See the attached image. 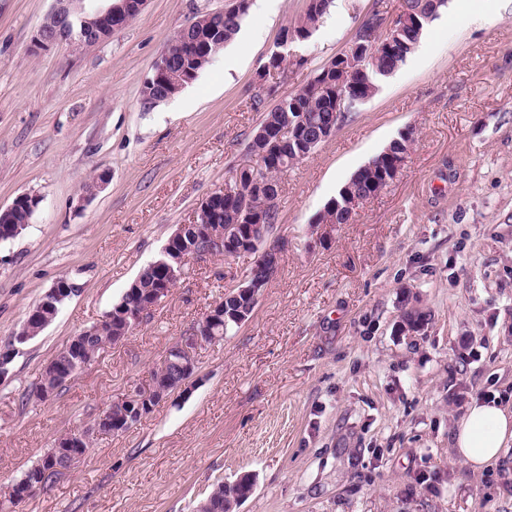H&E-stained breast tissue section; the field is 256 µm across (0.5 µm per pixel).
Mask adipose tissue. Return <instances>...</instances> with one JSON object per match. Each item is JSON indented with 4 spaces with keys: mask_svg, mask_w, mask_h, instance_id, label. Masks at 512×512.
<instances>
[{
    "mask_svg": "<svg viewBox=\"0 0 512 512\" xmlns=\"http://www.w3.org/2000/svg\"><path fill=\"white\" fill-rule=\"evenodd\" d=\"M512 443V409L495 401H475L456 424L454 449L473 470L498 462Z\"/></svg>",
    "mask_w": 512,
    "mask_h": 512,
    "instance_id": "ef3b65f1",
    "label": "adipose tissue"
}]
</instances>
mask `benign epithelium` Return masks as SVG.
<instances>
[{
	"label": "benign epithelium",
	"instance_id": "7a95c632",
	"mask_svg": "<svg viewBox=\"0 0 512 512\" xmlns=\"http://www.w3.org/2000/svg\"><path fill=\"white\" fill-rule=\"evenodd\" d=\"M88 0H53V5L47 13V17L57 21L56 27L50 28L46 23H41L36 35V42L42 47H49L59 42H68L78 48L98 44L112 36V33L125 26L132 8L142 9L146 0H109L105 8H90L86 5ZM180 36H175L156 61L150 77L145 79L143 88L154 90L165 80L180 53L175 51L179 46ZM345 60L344 76L362 66L367 60V52L362 46L355 44L346 49L340 55ZM240 185L230 180H225L224 186L205 198L196 208L193 222L180 224L168 238L162 251V258L158 262L164 275L161 287L154 288L148 294L142 296L139 290L131 288L128 293L131 303L108 312L92 327L82 331V335L88 336L109 328L115 322H122L123 333L113 336V343H120L131 334L141 323L144 315L158 306L168 295L171 289L180 280L187 261L195 256V246L204 241L210 246V253L218 255H230L243 251V248L251 246L256 250L258 264L264 266L268 277H273L278 266L279 249L274 245L261 248L265 239V231L261 224H249L242 231L231 233L224 231L223 227H214L212 221L218 210L212 208L213 202L227 195L239 192ZM266 283L249 277L248 280L237 288V294L243 296L245 301L238 309L239 323H244L251 314L250 305L257 301L262 288ZM77 289L63 279L58 280L46 293L43 299L28 313L32 320L41 318L44 307L52 305L59 307L66 299L70 298ZM224 320L223 302L218 301L206 311L202 319L193 326L189 336L171 346L165 359L176 358L185 368L188 376H193L196 368V352L198 349L213 343L217 337L213 336L214 325ZM32 340L29 336V324H24L15 338L6 346L0 347V379L8 373L7 361L17 351V346ZM73 355L68 360L59 362L52 359L47 367L51 369L54 377L67 376L73 371H79L88 366V361L82 357L80 340L76 337L70 342ZM161 393L159 383L155 380L140 387L134 386L126 396L120 400V404L131 409L126 418V428L137 424L145 415V411L152 408L151 401ZM87 449L82 445V436L76 435L74 439L57 445V456L72 462L82 458ZM43 488V483L35 480L22 479L11 487L10 500L13 506H18L35 495Z\"/></svg>",
	"mask_w": 512,
	"mask_h": 512
}]
</instances>
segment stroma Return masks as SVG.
Instances as JSON below:
<instances>
[{
  "mask_svg": "<svg viewBox=\"0 0 512 512\" xmlns=\"http://www.w3.org/2000/svg\"><path fill=\"white\" fill-rule=\"evenodd\" d=\"M333 0L312 36L264 66L307 0H252L249 52L226 44L170 99L143 107L171 39L227 0H147L109 39L47 49L52 0H0V207L39 204L0 243V345L62 278L77 291L0 379V502L23 472L147 384L167 350L249 274L255 257L190 260L140 326L50 401L44 366L157 260L236 167L281 98L344 50L373 8ZM264 103L254 108V96ZM399 175L334 233L314 217L406 131ZM107 186L87 205L91 174ZM267 237L279 267L247 322L199 349L172 393L87 454L20 512H197L211 488L255 475L239 512H512V449L473 472L453 426L473 401L512 408V0H449L377 93L281 175ZM424 313L405 330L408 311Z\"/></svg>",
  "mask_w": 512,
  "mask_h": 512,
  "instance_id": "stroma-1",
  "label": "stroma"
}]
</instances>
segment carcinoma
Instances as JSON below:
<instances>
[{"mask_svg":"<svg viewBox=\"0 0 512 512\" xmlns=\"http://www.w3.org/2000/svg\"><path fill=\"white\" fill-rule=\"evenodd\" d=\"M447 0H405L404 8L408 12L409 23L398 25L387 33L381 27V11H373L367 18L359 23L353 42L362 45L373 55L365 71H357L351 78V84L356 87L359 94L366 96L376 89L380 82L389 76L395 69L405 62L420 42L426 26L434 21L446 7ZM330 6V0H308L305 14L293 28H284L282 39H287L289 33L299 35L308 33V26L319 23ZM248 8L241 12L228 11L224 13V21L213 22L207 15L199 16V21L185 35L188 40H194L203 35L207 41L192 47L188 58L180 62L178 73L169 78L170 84L181 81V74L197 77L199 71L209 62L210 50L215 45L230 42L238 32L240 21L247 13ZM341 60L335 58L321 67L318 79L301 90L298 104L292 103L288 96L281 105L272 108L264 116L261 127L266 131V137H252L248 144V151L253 155L261 156L257 167L250 173L241 174V190L234 196H226L219 200L217 208L220 210L217 223L226 229H232L237 224L248 223V218L257 217L267 228H272L277 219L276 200L280 191L269 186V182L278 180V175L284 172L285 164H294L299 150L300 141L309 142L311 139H328L348 119L349 113L336 107V81L339 79L337 66ZM300 129L299 139L291 140L287 137H278L280 131L288 126ZM405 136L394 140L383 152L359 168L339 189L333 199L335 206H326L325 212L320 214L316 223L322 224L326 216H335L338 223H347L350 220L349 211L344 209L346 196L372 197L386 185V176L389 168L398 154L403 151ZM266 184L259 188L256 182ZM32 212L26 204H19L10 212L0 216V240L8 241L6 225L26 224ZM161 278L159 269L148 266L138 276V287L147 290L156 287ZM56 448L52 447L43 455L38 464L24 472L26 478H38L48 484L62 471L71 467V464L55 459ZM226 488L224 484L216 485L201 505L204 512H224Z\"/></svg>","mask_w":512,"mask_h":512,"instance_id":"cac0c4a2","label":"carcinoma"}]
</instances>
